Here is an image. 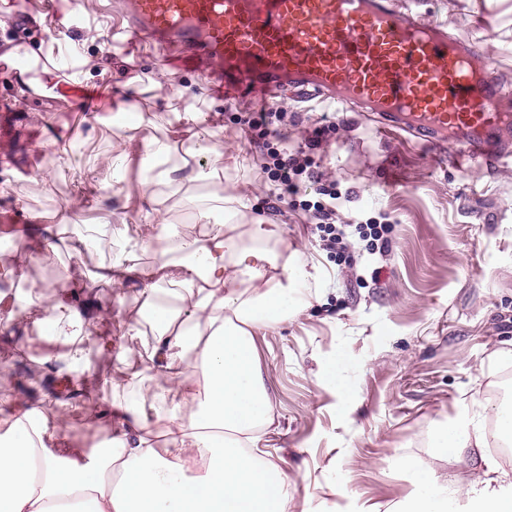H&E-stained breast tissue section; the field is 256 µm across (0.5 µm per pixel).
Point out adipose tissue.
<instances>
[{
  "label": "adipose tissue",
  "instance_id": "obj_1",
  "mask_svg": "<svg viewBox=\"0 0 512 512\" xmlns=\"http://www.w3.org/2000/svg\"><path fill=\"white\" fill-rule=\"evenodd\" d=\"M169 124L181 143L202 146L204 167L184 158L158 167L156 157L172 148L150 133L128 138L112 159L94 155L78 166L82 173L111 172L104 190L151 218L148 237L87 229L78 222L88 201L80 195L59 213L62 235L45 240L52 251L62 244L74 255L108 252L104 277L116 292L132 279L143 284L139 317L127 329L140 342L143 365L102 380L134 394L116 405L124 425L103 446L76 457L65 445L60 417L34 409L17 414L0 433V512H288V474L260 447L274 416L256 337L297 315L296 286L308 279V263L299 252L264 247L269 231L243 211L234 216L251 223V244L232 225L210 222L212 202H240L245 195L238 182L222 180L224 149L213 145L215 131L200 113H172ZM133 162L138 179L131 183L125 171ZM202 180L209 190L188 196L186 206L206 231L173 233L158 186ZM149 250L153 263L137 265ZM42 298L55 339L47 360L88 372L94 323L78 308L76 292L62 284ZM484 410L473 400L437 427L435 454L458 459L465 449L483 447ZM395 464L418 477L398 512H452L445 485L423 466L410 458ZM457 494L461 512H512V479L490 456Z\"/></svg>",
  "mask_w": 512,
  "mask_h": 512
}]
</instances>
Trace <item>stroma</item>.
I'll return each mask as SVG.
<instances>
[{"mask_svg":"<svg viewBox=\"0 0 512 512\" xmlns=\"http://www.w3.org/2000/svg\"><path fill=\"white\" fill-rule=\"evenodd\" d=\"M21 3L31 24H53L51 40L31 43V50L53 62L68 41L84 43L85 82L107 92V114L91 122L70 94H21L3 60L15 53L19 39L11 25L0 26V162L10 165L0 169V225L26 227L18 239L27 254L23 283L33 287L65 274L83 288L97 330L90 345L93 372L113 375L123 363L139 364L138 354L124 360L120 352L125 325L141 305V285L130 283L126 302L118 303L99 276L107 254L40 251L55 212L85 187L55 161L74 141L87 154H112L118 135L111 113L121 102L133 105L132 123L153 122L157 135H165L170 108L139 75L166 72L203 101L217 142L237 156L239 165L229 176L249 185L248 212L266 218L271 245L300 251L320 265L318 278L297 287L302 312L256 338L274 404L269 459L290 478L289 512H360L369 505L390 512L415 489L414 478L392 465L395 457L423 462L451 487L470 480L481 454H493V447L467 449L459 462L435 457L421 441L463 405L489 401L507 366L503 355L512 351V161L493 168L460 164L413 147L402 134L377 130L360 113L334 111L335 127L317 154L348 196L338 218L351 227V250L332 254L320 248L302 209L268 213V187L254 176L250 145L236 125L240 113L280 108L299 115L294 139L300 142L316 128L321 104L286 97H269L261 105L227 101L205 93L198 61L177 69L168 67L165 52L146 44L113 50L122 0ZM418 9L454 33L478 38L512 79V0H420ZM105 64L110 75L103 79L99 69ZM48 165L54 176L46 181L39 170ZM33 212L40 216L35 224ZM383 214L391 221L388 242L368 252L356 226ZM42 315V304L34 303L22 312L18 330L0 331V405L31 402L51 415L57 410L53 399L25 381L13 356L20 349L40 358L47 354ZM338 354L346 360L351 392L344 414L322 376ZM82 390L86 407L71 409L63 426L69 448L85 454L112 436L120 421L93 415L92 406L104 403L99 384L87 381Z\"/></svg>","mask_w":512,"mask_h":512,"instance_id":"1","label":"stroma"}]
</instances>
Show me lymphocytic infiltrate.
<instances>
[{"mask_svg": "<svg viewBox=\"0 0 512 512\" xmlns=\"http://www.w3.org/2000/svg\"><path fill=\"white\" fill-rule=\"evenodd\" d=\"M238 123L256 148L263 179L274 184L267 198L268 212L280 214L287 201L296 200L310 190L317 192L318 201L308 205L307 210L321 246L329 252L345 251L347 235L336 226V210L342 195L312 155L319 144L318 138H311L302 146H292L288 141V115L284 112L266 109L247 112L239 117Z\"/></svg>", "mask_w": 512, "mask_h": 512, "instance_id": "obj_1", "label": "lymphocytic infiltrate"}]
</instances>
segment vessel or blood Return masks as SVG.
Wrapping results in <instances>:
<instances>
[{"label":"vessel or blood","instance_id":"b4317fda","mask_svg":"<svg viewBox=\"0 0 512 512\" xmlns=\"http://www.w3.org/2000/svg\"><path fill=\"white\" fill-rule=\"evenodd\" d=\"M121 17L224 90L351 104L421 147L512 159V90L488 55L400 0H123Z\"/></svg>","mask_w":512,"mask_h":512}]
</instances>
